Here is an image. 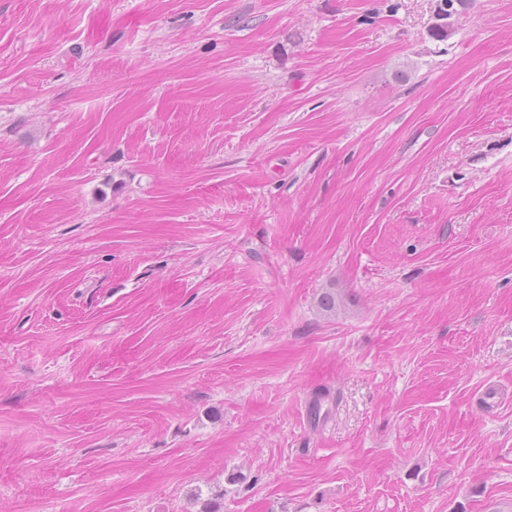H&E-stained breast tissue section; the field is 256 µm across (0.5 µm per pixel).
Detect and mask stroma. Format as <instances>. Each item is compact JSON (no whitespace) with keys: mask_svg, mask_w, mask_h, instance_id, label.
Segmentation results:
<instances>
[{"mask_svg":"<svg viewBox=\"0 0 512 512\" xmlns=\"http://www.w3.org/2000/svg\"><path fill=\"white\" fill-rule=\"evenodd\" d=\"M435 6L0 0V512H512V0ZM455 1L454 0H438L435 18L436 22L430 28V35L438 40H445L448 37V17H450L454 12H451L450 9L454 8Z\"/></svg>","mask_w":512,"mask_h":512,"instance_id":"stroma-1","label":"stroma"}]
</instances>
